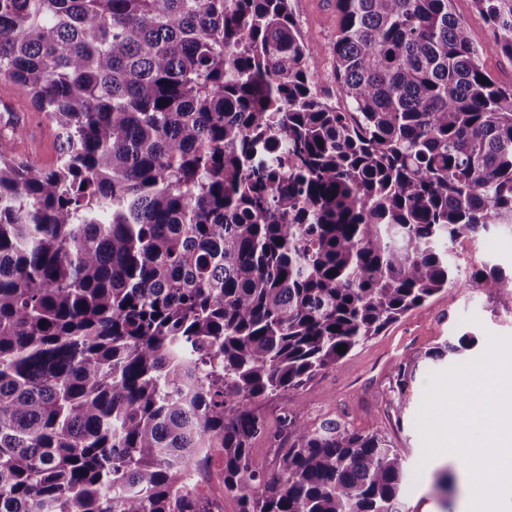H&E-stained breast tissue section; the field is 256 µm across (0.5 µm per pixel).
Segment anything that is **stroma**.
Returning <instances> with one entry per match:
<instances>
[{"mask_svg": "<svg viewBox=\"0 0 512 512\" xmlns=\"http://www.w3.org/2000/svg\"><path fill=\"white\" fill-rule=\"evenodd\" d=\"M293 13L314 50L313 71L320 75L322 91L336 106H344L334 76L333 44L339 32V17L333 0H291ZM453 9L469 26L484 69L500 85L512 86V59L503 55L494 37L474 10L472 0H453ZM0 94L8 103L0 106V127L19 124L21 133L14 139L15 150L27 153L37 166H48L59 154L54 126L38 112L30 97L11 82L0 80ZM453 253L462 271L484 263L512 270V237L491 234L456 243ZM472 336L477 340L472 353L459 355L423 368L416 375L410 402L398 410L391 391V367L395 362L424 352L444 340ZM512 338V301L490 298L461 281L454 298L439 295L389 326L380 336L358 347L336 365L306 382L294 397L300 402L309 423L335 418L360 431H375L386 437L406 461L402 498L410 512H468L467 485L441 497L433 488L436 474L444 468H457L459 458L439 454L423 460V441L416 417L432 372H444L471 363L488 349L491 337ZM287 395L259 400L257 407L269 433L253 444L255 456L275 462L278 447L273 433L281 429V417L288 407Z\"/></svg>", "mask_w": 512, "mask_h": 512, "instance_id": "1", "label": "stroma"}]
</instances>
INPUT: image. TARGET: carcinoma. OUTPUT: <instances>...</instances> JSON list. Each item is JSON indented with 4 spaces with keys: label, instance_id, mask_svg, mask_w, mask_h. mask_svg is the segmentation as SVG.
<instances>
[{
    "label": "carcinoma",
    "instance_id": "1",
    "mask_svg": "<svg viewBox=\"0 0 512 512\" xmlns=\"http://www.w3.org/2000/svg\"><path fill=\"white\" fill-rule=\"evenodd\" d=\"M453 0H336L321 97L289 0H0V80L56 125L0 135V512H408L403 455L294 402L277 473L255 402L431 297L453 245L512 235V88ZM512 60V0H474ZM512 299V273L469 275ZM427 350L391 368L398 409ZM9 100L3 107L1 94ZM9 121L18 123L21 134L14 139V153L31 155L30 164L49 166L59 154V140L54 126L43 112H38L30 97L9 81L0 80V130Z\"/></svg>",
    "mask_w": 512,
    "mask_h": 512
}]
</instances>
